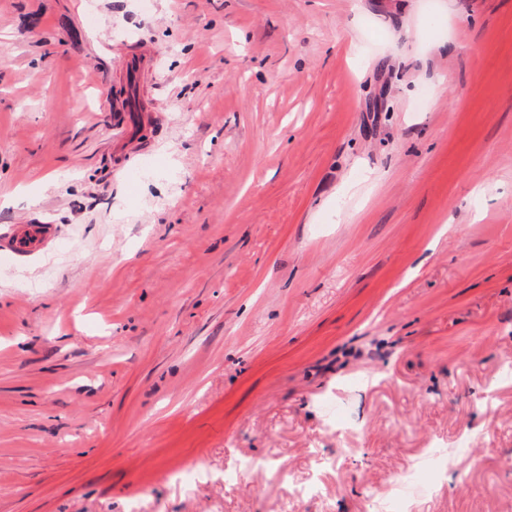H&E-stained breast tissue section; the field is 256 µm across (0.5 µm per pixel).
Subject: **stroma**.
I'll use <instances>...</instances> for the list:
<instances>
[{
  "instance_id": "35a3bbf8",
  "label": "stroma",
  "mask_w": 512,
  "mask_h": 512,
  "mask_svg": "<svg viewBox=\"0 0 512 512\" xmlns=\"http://www.w3.org/2000/svg\"><path fill=\"white\" fill-rule=\"evenodd\" d=\"M29 219L0 512H512V0H0ZM56 238L54 224H45L41 221L30 224H18L13 233L0 242V252H7L11 256L21 258L30 252L49 245Z\"/></svg>"
}]
</instances>
